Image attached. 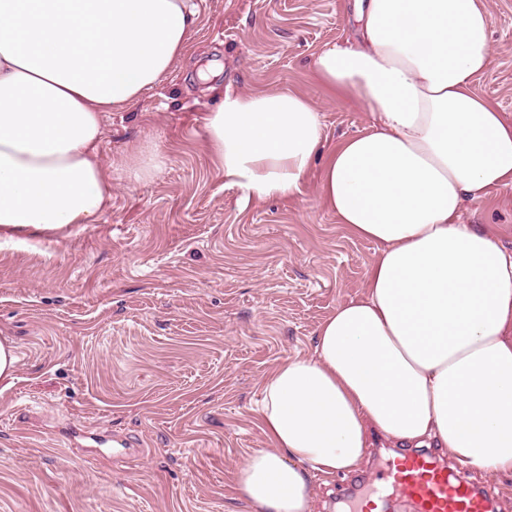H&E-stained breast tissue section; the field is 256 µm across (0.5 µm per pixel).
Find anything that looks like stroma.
Masks as SVG:
<instances>
[{"label":"stroma","instance_id":"stroma-1","mask_svg":"<svg viewBox=\"0 0 512 512\" xmlns=\"http://www.w3.org/2000/svg\"><path fill=\"white\" fill-rule=\"evenodd\" d=\"M493 60L476 92L512 118V0H482ZM163 82L105 121L112 207L96 224L0 240V336L18 362L0 390V512H249L239 463L267 445L253 411L265 374L312 351L320 322L359 296L375 243L318 198L263 202L224 182L206 146L215 91L293 88L323 114L325 150L365 129L326 99L318 51L353 37L357 0H197ZM162 164L134 179L128 158ZM512 250V185L466 202ZM316 481L314 512H349L393 454Z\"/></svg>","mask_w":512,"mask_h":512}]
</instances>
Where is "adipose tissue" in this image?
Listing matches in <instances>:
<instances>
[{
  "label": "adipose tissue",
  "mask_w": 512,
  "mask_h": 512,
  "mask_svg": "<svg viewBox=\"0 0 512 512\" xmlns=\"http://www.w3.org/2000/svg\"><path fill=\"white\" fill-rule=\"evenodd\" d=\"M197 17L193 0H0V234L103 216V121L162 82ZM357 20L312 73L368 114L362 132L324 151L322 114L293 89L225 91L205 119L225 182L261 201L301 194L324 157L320 200L378 246L361 296L262 381L269 445L235 473L251 512H313L315 479L359 469L374 436L512 474V250L461 219L512 184V120L474 90L489 14L481 0H363Z\"/></svg>",
  "instance_id": "adipose-tissue-1"
}]
</instances>
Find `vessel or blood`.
Returning a JSON list of instances; mask_svg holds the SVG:
<instances>
[{
  "label": "vessel or blood",
  "instance_id": "1",
  "mask_svg": "<svg viewBox=\"0 0 512 512\" xmlns=\"http://www.w3.org/2000/svg\"><path fill=\"white\" fill-rule=\"evenodd\" d=\"M379 482L414 512H493V500L429 454L410 452L384 465Z\"/></svg>",
  "mask_w": 512,
  "mask_h": 512
}]
</instances>
